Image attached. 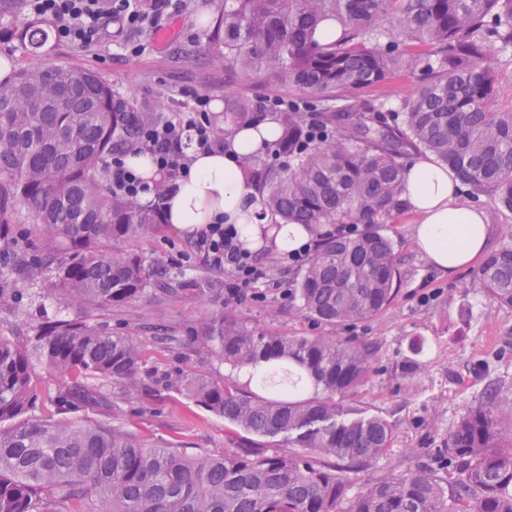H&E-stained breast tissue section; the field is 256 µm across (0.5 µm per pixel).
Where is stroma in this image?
I'll return each mask as SVG.
<instances>
[{
	"instance_id": "35a3bbf8",
	"label": "stroma",
	"mask_w": 512,
	"mask_h": 512,
	"mask_svg": "<svg viewBox=\"0 0 512 512\" xmlns=\"http://www.w3.org/2000/svg\"><path fill=\"white\" fill-rule=\"evenodd\" d=\"M223 6L224 0H185L183 10L158 31L143 34L149 48L140 55L119 54L111 28L96 47L81 49L54 39L37 57L28 55L17 38L5 37L0 39V55L14 57L20 67L94 71L163 118L184 111L189 90L210 96L214 113L223 110L228 95L299 97L300 89L288 82L261 73L239 74L211 54L212 25ZM429 79L426 69L416 64L360 92L358 98L396 109ZM412 221L404 209L381 227L396 254L394 301L374 317L338 328L313 325L297 300L281 295L279 284L293 286L299 274L298 269L285 267L281 254L258 253L269 280L237 301L228 295L227 274L190 257V235L172 225L129 241L128 249L158 267V285L112 313H96L94 320L137 338L147 376L128 396L120 387L105 384V392L123 403L117 413L102 415V422L152 444L173 443L203 453L238 446V429L150 377L156 370L202 371L219 381L230 374V366L215 357L202 336L211 314L224 307L234 309L247 325L274 333L348 336L375 350L378 370L356 398L369 414L389 424L392 437L383 456L353 474L351 494L401 472L425 449L442 446L452 424L481 401L488 388L497 385L512 395V309L499 306L484 291L475 268L448 275L434 267L414 242ZM84 309L72 299L44 296L39 284L30 283L12 307L0 308V333L25 337L39 321L73 317ZM409 359L416 360L417 367L408 377H400L394 367Z\"/></svg>"
}]
</instances>
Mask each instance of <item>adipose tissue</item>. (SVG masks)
<instances>
[{
  "label": "adipose tissue",
  "mask_w": 512,
  "mask_h": 512,
  "mask_svg": "<svg viewBox=\"0 0 512 512\" xmlns=\"http://www.w3.org/2000/svg\"><path fill=\"white\" fill-rule=\"evenodd\" d=\"M275 129L271 120L257 129H235L225 151L192 152L177 190L166 200L169 224L192 234L221 220L236 225L244 247L251 250L265 247L283 253L310 241L312 229L300 224L282 225L276 237L263 238V224L254 217L257 204L243 181L238 158L260 152L266 132ZM457 193L458 181L448 168L430 159L409 165L403 196L416 217L415 242L433 265L451 274L484 254L490 234L485 212L459 203Z\"/></svg>",
  "instance_id": "obj_1"
}]
</instances>
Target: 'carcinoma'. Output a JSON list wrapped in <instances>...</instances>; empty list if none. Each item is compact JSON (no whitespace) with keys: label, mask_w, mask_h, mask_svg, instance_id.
I'll list each match as a JSON object with an SVG mask.
<instances>
[{"label":"carcinoma","mask_w":512,"mask_h":512,"mask_svg":"<svg viewBox=\"0 0 512 512\" xmlns=\"http://www.w3.org/2000/svg\"><path fill=\"white\" fill-rule=\"evenodd\" d=\"M23 9L24 0H0V27ZM50 37L36 22L18 32L30 55ZM496 47H512V0H224L215 53L245 75L263 71L306 92L276 112L271 159H243L260 214L276 227L363 225L353 238L320 235L293 289L313 320L338 327L396 297L394 246L380 225L404 206L410 152L432 154L472 198L512 211V110H494L498 76L484 65ZM420 60L432 81L398 110L345 96ZM265 112V98L226 97L224 128L254 126ZM157 119L93 71L27 67L0 83V253L13 249L19 206L45 247L40 262L0 271V308L19 280L92 312L149 290L154 271L112 242L156 229L164 215L106 195L100 175ZM477 278L512 309V245L490 253ZM204 336L234 369L276 362L259 391L199 373L159 381L247 435L283 437L287 451L193 455L90 419L117 409L100 382L136 383L140 344L87 319H55L25 342L0 336V424L22 419L0 428V512H512L508 394L490 391L443 447L351 496L350 474L391 439L384 419L351 402L374 371L372 354L336 337L249 329L232 310H216ZM35 361L69 379L51 414L35 389Z\"/></svg>","instance_id":"1"}]
</instances>
